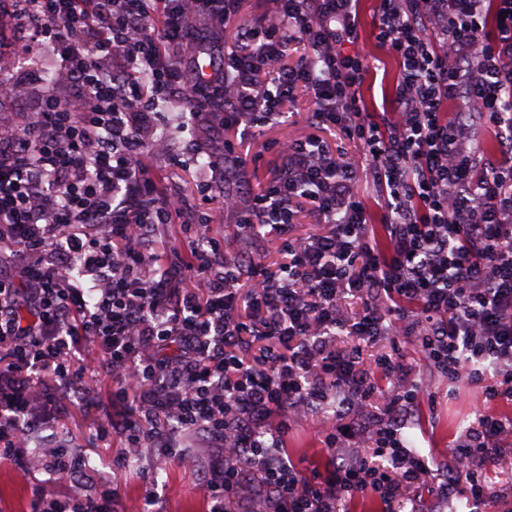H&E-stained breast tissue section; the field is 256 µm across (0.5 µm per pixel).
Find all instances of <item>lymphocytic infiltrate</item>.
Here are the masks:
<instances>
[{
  "mask_svg": "<svg viewBox=\"0 0 512 512\" xmlns=\"http://www.w3.org/2000/svg\"><path fill=\"white\" fill-rule=\"evenodd\" d=\"M357 2L271 0L277 21L264 26L237 22L241 0H0L30 52L60 57L54 84L0 79L1 97L38 95L30 121L0 130V254L15 258L0 273L11 357L0 364V461L72 470L56 436L32 458L27 441L57 391L75 386L85 346L117 386L112 431L127 454L198 471L208 512H341L367 497L383 512H426L409 491L429 467L403 434L417 406L412 369L389 354L363 367L336 347L337 328L367 343L417 337L436 372L512 402V0H380L374 37L399 63L381 112L359 94ZM230 23L234 41L210 75L191 72L189 54ZM302 92L314 135L281 148L263 191L244 202L225 193L242 176L241 160L221 152L225 130L277 122ZM162 102L189 105L208 132L196 181L216 210L238 212L237 251L198 225L188 260L159 263L160 226L191 214L143 159L166 148L151 118ZM472 109L498 140L493 154L471 134ZM328 129L358 140L361 160L337 158ZM363 169L384 197L380 236L359 192ZM305 208L325 230L296 242ZM260 225L283 257L278 271L253 251ZM350 299L361 305L351 319ZM263 337L279 348L259 360L252 344ZM328 404L330 462L303 471L282 445L288 419ZM370 406L378 416L367 422L359 413ZM201 433L206 453L176 451L177 436ZM369 440L384 465L361 454ZM510 445L512 417L482 414L433 497L464 491L493 505L484 465ZM116 497L112 487L59 499L46 483L31 512H112Z\"/></svg>",
  "mask_w": 512,
  "mask_h": 512,
  "instance_id": "lymphocytic-infiltrate-1",
  "label": "lymphocytic infiltrate"
}]
</instances>
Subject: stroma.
I'll return each mask as SVG.
<instances>
[{"label": "stroma", "mask_w": 512, "mask_h": 512, "mask_svg": "<svg viewBox=\"0 0 512 512\" xmlns=\"http://www.w3.org/2000/svg\"><path fill=\"white\" fill-rule=\"evenodd\" d=\"M379 0H359L358 10L362 29L360 52L365 56L367 70L360 89L364 107L371 112L383 111L389 101L398 73V63L381 49L373 36ZM312 107L307 95H300L292 115L275 124H262L240 133L228 130L224 138L235 153L246 160V180L226 183L234 193L260 192L267 186L280 163V144L309 135L306 114ZM170 149L151 157L150 165L163 187L182 192L194 205L200 217L208 219L210 231L234 244L237 218L219 214L195 185L196 173L207 161L195 154L190 146L197 133L194 128H168ZM336 343L353 347L359 352L364 366H371L378 353L398 349L405 362L411 363L420 382L422 397L408 428L416 449L428 460L430 480L440 478L448 452L475 418L486 412L487 404L480 387L468 380L447 387L434 376L431 367L419 352L414 339L381 337L368 344L347 332L337 333ZM100 356L92 350H82L75 360L78 385L75 390L57 396L49 406L44 427L57 432L61 446L68 455L80 457V468L54 483L59 498L76 494L98 495L102 481L115 477L119 496L116 512H131L133 501L144 494L147 479H154L159 495V512H206L202 484L195 472L175 463L156 460L143 453L135 466L113 472L112 461L124 451V440L108 433L115 407L112 403L113 384L99 369ZM320 419L307 414L290 422L286 436L288 454L304 466H323L327 452L319 436ZM45 471H30L20 465L0 464V512H29L30 503L39 485L47 480Z\"/></svg>", "instance_id": "35a3bbf8"}]
</instances>
